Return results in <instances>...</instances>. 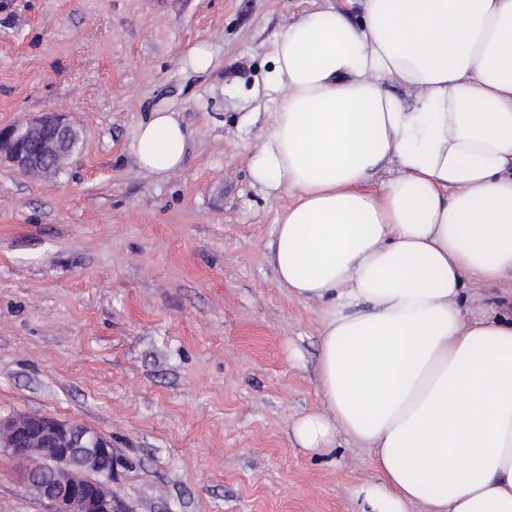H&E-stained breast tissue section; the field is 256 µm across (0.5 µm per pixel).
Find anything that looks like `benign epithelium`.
Returning <instances> with one entry per match:
<instances>
[{"mask_svg":"<svg viewBox=\"0 0 512 512\" xmlns=\"http://www.w3.org/2000/svg\"><path fill=\"white\" fill-rule=\"evenodd\" d=\"M77 139L67 114L43 113L0 127V164L51 176L71 159ZM0 451L25 464L20 484L49 512H122L112 495V443L101 432L38 413L0 416Z\"/></svg>","mask_w":512,"mask_h":512,"instance_id":"1","label":"benign epithelium"}]
</instances>
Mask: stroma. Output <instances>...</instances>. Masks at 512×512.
Masks as SVG:
<instances>
[{"label": "stroma", "mask_w": 512, "mask_h": 512, "mask_svg": "<svg viewBox=\"0 0 512 512\" xmlns=\"http://www.w3.org/2000/svg\"><path fill=\"white\" fill-rule=\"evenodd\" d=\"M315 0H10L0 126L64 112L81 139L43 179L0 165V415L39 413L112 442L124 512H354L370 455L293 436L325 410L326 307L267 261L286 194L253 184L272 43ZM203 45L210 65L197 69ZM166 108L181 167L142 171L136 124ZM0 452V512H47Z\"/></svg>", "instance_id": "35a3bbf8"}]
</instances>
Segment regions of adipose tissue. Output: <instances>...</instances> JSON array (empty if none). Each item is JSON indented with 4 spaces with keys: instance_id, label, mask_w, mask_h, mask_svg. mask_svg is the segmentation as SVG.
<instances>
[{
    "instance_id": "ef3b65f1",
    "label": "adipose tissue",
    "mask_w": 512,
    "mask_h": 512,
    "mask_svg": "<svg viewBox=\"0 0 512 512\" xmlns=\"http://www.w3.org/2000/svg\"><path fill=\"white\" fill-rule=\"evenodd\" d=\"M357 6L277 35L250 165L291 198L267 256L279 283L329 305L326 410L293 434L368 450L356 512H512V0ZM186 141L158 109L130 150L164 175ZM469 285L486 312H464Z\"/></svg>"
}]
</instances>
